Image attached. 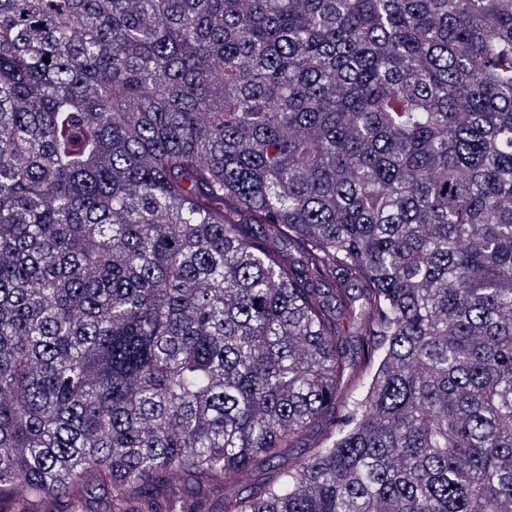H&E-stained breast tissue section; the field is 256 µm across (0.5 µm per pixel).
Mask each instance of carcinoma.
I'll use <instances>...</instances> for the list:
<instances>
[{
	"instance_id": "cac0c4a2",
	"label": "carcinoma",
	"mask_w": 512,
	"mask_h": 512,
	"mask_svg": "<svg viewBox=\"0 0 512 512\" xmlns=\"http://www.w3.org/2000/svg\"><path fill=\"white\" fill-rule=\"evenodd\" d=\"M93 498L512 512V0H0V512Z\"/></svg>"
}]
</instances>
